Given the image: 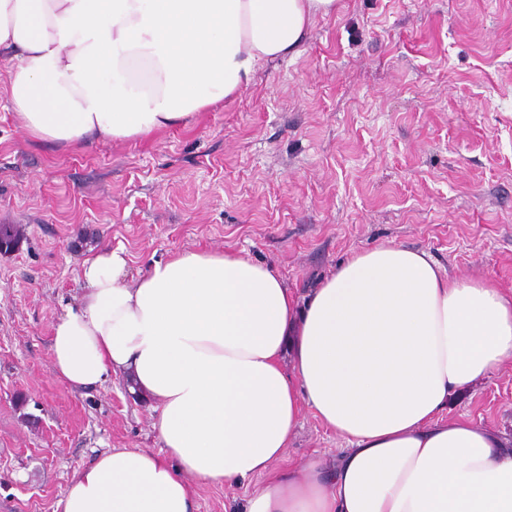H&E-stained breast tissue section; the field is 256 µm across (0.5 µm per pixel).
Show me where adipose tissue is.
I'll return each mask as SVG.
<instances>
[{"label":"adipose tissue","mask_w":512,"mask_h":512,"mask_svg":"<svg viewBox=\"0 0 512 512\" xmlns=\"http://www.w3.org/2000/svg\"><path fill=\"white\" fill-rule=\"evenodd\" d=\"M337 0H0V98L63 148L142 138L234 97L299 53ZM53 324L75 392L127 379L162 447L76 470L55 512H197L193 483L251 485L244 512H512V440L453 398L512 358V294L448 277L424 250L354 253L298 299L236 251H184L129 276L82 263ZM345 440L332 466H284L302 407Z\"/></svg>","instance_id":"obj_1"}]
</instances>
